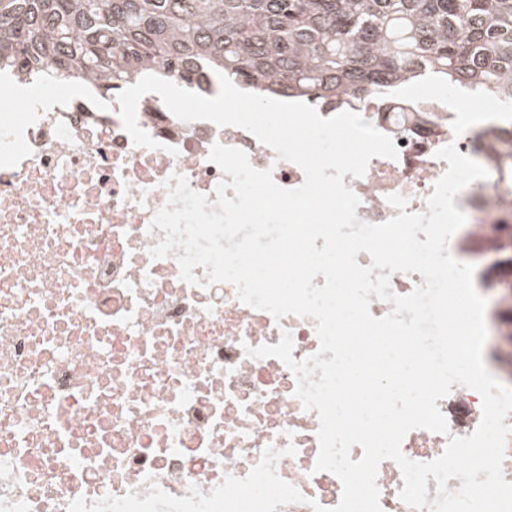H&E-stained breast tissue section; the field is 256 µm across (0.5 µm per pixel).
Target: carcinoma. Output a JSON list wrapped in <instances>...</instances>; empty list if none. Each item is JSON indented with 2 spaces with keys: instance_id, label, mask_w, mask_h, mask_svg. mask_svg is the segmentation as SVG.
Segmentation results:
<instances>
[{
  "instance_id": "cac0c4a2",
  "label": "carcinoma",
  "mask_w": 512,
  "mask_h": 512,
  "mask_svg": "<svg viewBox=\"0 0 512 512\" xmlns=\"http://www.w3.org/2000/svg\"><path fill=\"white\" fill-rule=\"evenodd\" d=\"M223 73L322 112L420 81L512 100V0H0V75L97 83ZM489 188L512 201V136Z\"/></svg>"
}]
</instances>
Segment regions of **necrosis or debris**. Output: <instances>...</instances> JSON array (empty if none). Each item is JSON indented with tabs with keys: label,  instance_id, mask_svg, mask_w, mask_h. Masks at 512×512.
Segmentation results:
<instances>
[{
	"label": "necrosis or debris",
	"instance_id": "necrosis-or-debris-1",
	"mask_svg": "<svg viewBox=\"0 0 512 512\" xmlns=\"http://www.w3.org/2000/svg\"><path fill=\"white\" fill-rule=\"evenodd\" d=\"M456 106L452 95L365 113L398 157L345 175L360 220L397 216L391 194L408 212L426 211L448 167L435 153L447 144L489 166L499 141L474 146L462 125L512 127V114ZM0 107V512H66L80 497H144L153 483L177 497L192 484L207 494L224 476L245 477L265 447L290 444L296 453L277 472L304 500L276 512H313L310 498L336 506L339 479L313 470L316 412L304 410L280 360L244 352L287 331L293 358H307L319 347L315 320L274 319L241 303L233 285L187 284L174 257L149 254L165 237L149 224L172 174L216 201L213 144L242 149L287 189L302 185L303 171L243 129L180 121L154 93L137 106L154 149L134 145L117 99L101 103L91 89L49 99L36 87L21 101L5 79ZM505 208L485 192L453 235L455 252L496 253ZM439 407L449 435H470L481 419L470 389L454 387Z\"/></svg>",
	"mask_w": 512,
	"mask_h": 512
}]
</instances>
